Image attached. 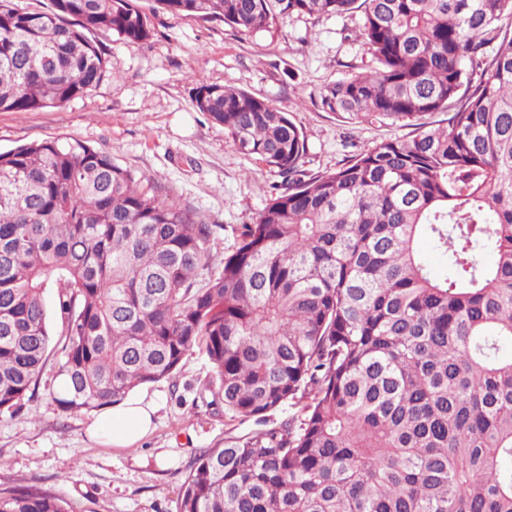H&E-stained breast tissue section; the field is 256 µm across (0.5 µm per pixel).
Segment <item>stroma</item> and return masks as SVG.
<instances>
[{"mask_svg":"<svg viewBox=\"0 0 512 512\" xmlns=\"http://www.w3.org/2000/svg\"><path fill=\"white\" fill-rule=\"evenodd\" d=\"M137 4L151 18L152 37L134 46L107 42L111 74L65 107L0 112V151L54 138L84 141L220 225L217 246L224 249L234 228L255 220L278 178L195 109L200 83L273 100L302 129L306 166L315 172L411 133L388 120L346 123L317 103L322 85L347 67L371 64L355 39L357 18L293 17L275 35L244 38L220 21L156 11L154 0ZM57 362L50 356L32 402L0 412L1 493L36 485L66 499L74 512H177L194 454L255 430L225 414L222 403L201 401L210 369L192 352L175 380L142 386L159 405L150 435L124 448L91 441L88 414H60L48 396L60 384Z\"/></svg>","mask_w":512,"mask_h":512,"instance_id":"1","label":"stroma"}]
</instances>
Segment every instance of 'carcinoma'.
I'll return each instance as SVG.
<instances>
[{
	"instance_id": "carcinoma-1",
	"label": "carcinoma",
	"mask_w": 512,
	"mask_h": 512,
	"mask_svg": "<svg viewBox=\"0 0 512 512\" xmlns=\"http://www.w3.org/2000/svg\"><path fill=\"white\" fill-rule=\"evenodd\" d=\"M156 2L245 37L361 13L373 66L320 106L417 134L312 173L273 101L200 84L196 108L281 178L219 260V225L80 140L0 151V411L33 396L51 288L61 413L172 380L197 350L213 400L260 426L199 450L178 512H512V0ZM50 3L0 0V111L82 97L112 72L102 39L153 33L135 0ZM0 512L73 509L35 489L0 494ZM420 251L436 276L451 278L447 258L439 253L429 241L423 240L420 243Z\"/></svg>"
}]
</instances>
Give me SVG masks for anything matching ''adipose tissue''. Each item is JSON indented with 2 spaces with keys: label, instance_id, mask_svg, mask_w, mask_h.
<instances>
[{
  "label": "adipose tissue",
  "instance_id": "adipose-tissue-1",
  "mask_svg": "<svg viewBox=\"0 0 512 512\" xmlns=\"http://www.w3.org/2000/svg\"><path fill=\"white\" fill-rule=\"evenodd\" d=\"M157 411L154 400L131 396L111 411L92 418L87 427L90 435L105 438L116 446H124L147 436Z\"/></svg>",
  "mask_w": 512,
  "mask_h": 512
}]
</instances>
